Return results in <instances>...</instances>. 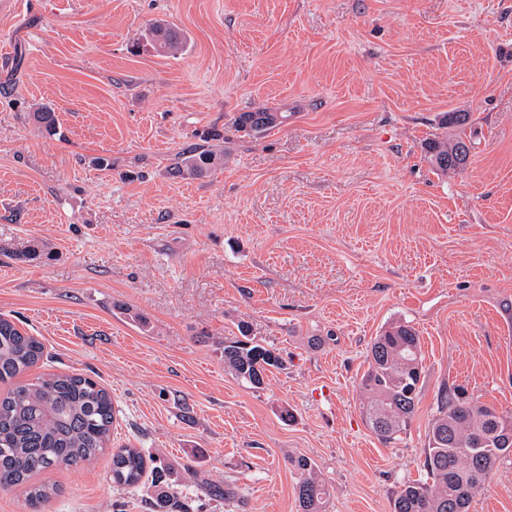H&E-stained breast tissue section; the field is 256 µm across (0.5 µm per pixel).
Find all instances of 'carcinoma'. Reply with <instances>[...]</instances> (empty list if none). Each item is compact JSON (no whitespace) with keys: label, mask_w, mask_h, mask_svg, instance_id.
<instances>
[{"label":"carcinoma","mask_w":512,"mask_h":512,"mask_svg":"<svg viewBox=\"0 0 512 512\" xmlns=\"http://www.w3.org/2000/svg\"><path fill=\"white\" fill-rule=\"evenodd\" d=\"M142 40L159 56L184 49L182 32L170 23L156 21ZM46 132L58 133L54 109L43 105L33 113ZM288 121V113L266 109L241 112L235 127L259 134ZM209 145L184 148L174 158L172 170L182 176H199L224 166L223 134L203 136ZM472 146L462 135L427 144L432 165L444 172L467 164ZM224 367L237 379L259 388L269 368L282 366L279 355L248 336L224 337L219 342ZM44 346L34 336L0 316V491L22 487L28 512H43L56 488L32 479L53 467L90 464L108 447L117 410L112 395L89 377L68 373L24 376L43 358ZM361 378L365 395L363 414L372 432L384 443L400 439L416 409L421 390V346L416 329L394 324L377 336L367 355ZM512 452V423L495 408L469 402L444 389L437 415L428 432L425 479L401 486L393 498V512H469L474 497L489 481L497 459ZM112 482L136 489L145 475L158 488L149 502L151 512H190L178 491L169 489L167 469L154 466L146 472L145 455L132 445L112 452ZM300 474L297 498L301 512H326L329 490L305 457L291 460Z\"/></svg>","instance_id":"carcinoma-1"}]
</instances>
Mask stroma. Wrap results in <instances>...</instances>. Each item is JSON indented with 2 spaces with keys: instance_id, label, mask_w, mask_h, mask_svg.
<instances>
[{
  "instance_id": "35a3bbf8",
  "label": "stroma",
  "mask_w": 512,
  "mask_h": 512,
  "mask_svg": "<svg viewBox=\"0 0 512 512\" xmlns=\"http://www.w3.org/2000/svg\"><path fill=\"white\" fill-rule=\"evenodd\" d=\"M157 20L182 52H133ZM43 104L65 140L32 121ZM260 108L290 118L235 131ZM466 111L470 162L438 171L426 144ZM212 128L223 167L173 176ZM0 314L47 370L109 390L113 446L168 465L194 512H300L297 456L326 512H392L442 388L512 418V0H0ZM397 322L424 382L385 444L359 382ZM242 326L284 361L259 388L217 346ZM42 478L44 512L151 494L107 455ZM469 512H512V452ZM291 465L300 474L297 498L302 512H325L329 490L315 471L314 465L305 457L291 460Z\"/></svg>"
}]
</instances>
